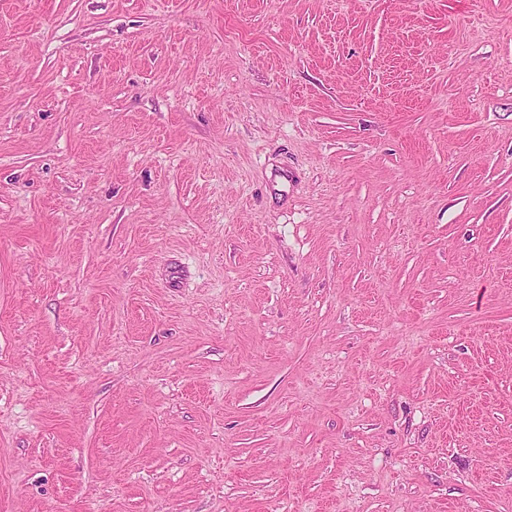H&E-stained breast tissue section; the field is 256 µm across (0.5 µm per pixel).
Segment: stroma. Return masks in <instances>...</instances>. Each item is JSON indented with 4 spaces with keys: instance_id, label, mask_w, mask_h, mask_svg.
Wrapping results in <instances>:
<instances>
[{
    "instance_id": "35a3bbf8",
    "label": "stroma",
    "mask_w": 512,
    "mask_h": 512,
    "mask_svg": "<svg viewBox=\"0 0 512 512\" xmlns=\"http://www.w3.org/2000/svg\"><path fill=\"white\" fill-rule=\"evenodd\" d=\"M0 512H512V0H0Z\"/></svg>"
}]
</instances>
